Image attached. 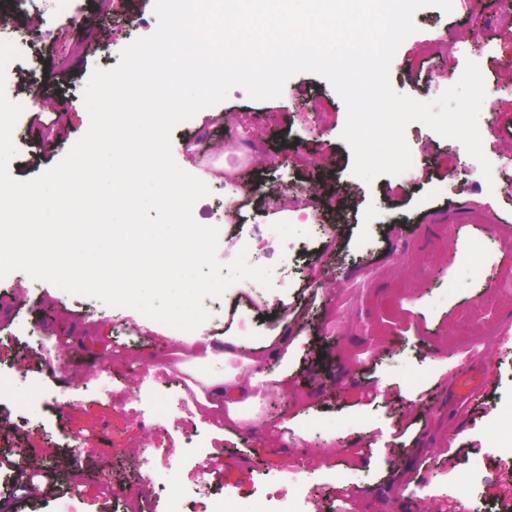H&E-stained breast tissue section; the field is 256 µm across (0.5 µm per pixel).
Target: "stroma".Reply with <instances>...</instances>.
Instances as JSON below:
<instances>
[{
    "label": "stroma",
    "instance_id": "stroma-1",
    "mask_svg": "<svg viewBox=\"0 0 512 512\" xmlns=\"http://www.w3.org/2000/svg\"><path fill=\"white\" fill-rule=\"evenodd\" d=\"M0 0L29 48L17 59L24 76L10 90L25 111L13 131L11 176L30 180L56 165L90 125L83 91L94 70L120 60L128 39L154 33V0H127L125 17L102 0H81L82 29L56 21L52 0L22 13ZM500 0L444 12L419 9L417 27L397 49L390 84L429 101L453 86L467 62L494 80L499 119L479 123L483 152L496 169L486 181L478 162L457 140L420 122L405 139L420 165L408 176L382 175L367 183L352 173L354 157L341 138L346 108L329 83L300 73L280 97L257 101L243 88L203 109L190 130L175 127L172 154L195 172L201 145L237 154L243 141L259 146L236 190L241 207H224V185L195 204L196 222L217 227V258L247 250L250 263L274 269L273 287L256 292L239 281L234 318L245 342L279 332L283 313L297 342L288 359L295 392L279 412L288 426L270 434L268 400L256 417L229 427L179 405L181 381L199 375L191 362L177 369V331L142 322L139 332L114 328L128 309L15 271L0 279V294L18 293L0 319V383L24 380L44 395L32 425L13 402L0 403V512H60L73 498L79 512H222L232 497L249 512L256 495L279 475L299 472L314 493L307 512H422L428 503L457 512H512V454L497 448L498 418L512 414V341L487 332L512 313V26L494 18ZM485 23L479 44L463 37L473 16ZM48 106L35 108L36 98ZM487 209L472 222L471 205ZM40 336L31 349L17 325ZM483 362L490 379L462 415L451 408L462 369ZM110 394H100L99 382ZM77 401H69L74 389ZM407 426L396 437L398 426ZM51 474L49 495L15 497L19 471ZM472 475L469 488L458 477ZM411 486L412 495L398 489Z\"/></svg>",
    "mask_w": 512,
    "mask_h": 512
}]
</instances>
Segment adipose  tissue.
<instances>
[{"label": "adipose tissue", "instance_id": "adipose-tissue-1", "mask_svg": "<svg viewBox=\"0 0 512 512\" xmlns=\"http://www.w3.org/2000/svg\"><path fill=\"white\" fill-rule=\"evenodd\" d=\"M179 343L188 357L215 363L216 368L203 377L202 392L198 402L204 411L223 409L225 419L237 423L244 419L246 412L259 400V390L269 379L255 373L250 379H243L238 372L222 371L221 366L231 359H241L244 366L257 368L264 358L279 356L287 348L289 336L287 329H280L277 336L262 345L252 347L249 356H242L243 344L240 335L227 333L221 336H201L187 333L179 336ZM272 381L275 389H282L283 376H275Z\"/></svg>", "mask_w": 512, "mask_h": 512}]
</instances>
